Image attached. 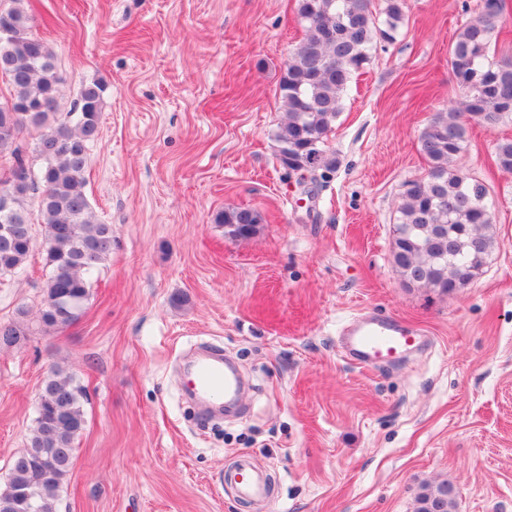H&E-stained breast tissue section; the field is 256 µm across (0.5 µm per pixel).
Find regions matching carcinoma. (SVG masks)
<instances>
[{
	"label": "carcinoma",
	"instance_id": "1",
	"mask_svg": "<svg viewBox=\"0 0 512 512\" xmlns=\"http://www.w3.org/2000/svg\"><path fill=\"white\" fill-rule=\"evenodd\" d=\"M0 9V76L11 86L0 101V275L20 271L33 248L28 199L37 198L45 224L49 271L38 311L45 330L73 324L90 296V277L112 253V225L101 222L86 193L88 146L99 134L103 87L84 86L67 120L56 115L62 76L51 48L32 32L34 17L24 0ZM405 0H297L304 36L285 63L280 88L287 118L278 127L279 159L291 169L314 174L332 171L328 133L355 73L382 43L397 39ZM505 0H483L481 10L459 30L448 64L463 96L458 107L435 113L419 134V151L428 164L426 178L406 184L398 206L393 265L407 284L448 293L482 271L496 245L493 213L485 181L454 166L471 124L486 129L512 117V60L490 62L492 41L501 35ZM39 129L37 170L25 164L20 135ZM495 163L512 172V139L495 147ZM261 216L246 208L224 212V225L237 238L254 235ZM68 296L74 305L55 306ZM31 334L22 320L0 323V346L23 344ZM84 388L54 371L40 389L35 427L10 464L0 512H19L29 494L37 512H57L69 474L74 441L84 429ZM454 488L442 482L423 487L417 512H451Z\"/></svg>",
	"mask_w": 512,
	"mask_h": 512
}]
</instances>
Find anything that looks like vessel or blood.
I'll return each instance as SVG.
<instances>
[{"label":"vessel or blood","mask_w":512,"mask_h":512,"mask_svg":"<svg viewBox=\"0 0 512 512\" xmlns=\"http://www.w3.org/2000/svg\"><path fill=\"white\" fill-rule=\"evenodd\" d=\"M348 351L352 360L370 367L400 357L419 336L417 329L396 320L371 318L346 325ZM191 383L200 403L221 406L241 401L242 382L236 370L225 365L218 353L199 355L190 366ZM234 493L248 502H259L269 496L265 472L255 469L248 457H240L233 470Z\"/></svg>","instance_id":"vessel-or-blood-1"}]
</instances>
